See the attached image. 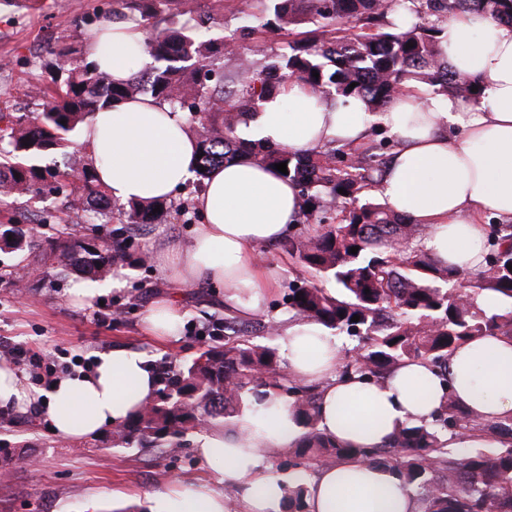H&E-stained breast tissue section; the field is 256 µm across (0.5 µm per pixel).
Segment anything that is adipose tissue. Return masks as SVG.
<instances>
[{
    "label": "adipose tissue",
    "mask_w": 512,
    "mask_h": 512,
    "mask_svg": "<svg viewBox=\"0 0 512 512\" xmlns=\"http://www.w3.org/2000/svg\"><path fill=\"white\" fill-rule=\"evenodd\" d=\"M143 42L136 24L109 22L89 37L88 49L91 60L125 83L143 58ZM440 47L442 63L483 86L479 101L434 98L411 88L374 113L359 101L315 96L291 80L242 116L237 131L247 140L304 151L333 141L358 143L371 123H380L397 141L380 198L426 226L420 246L437 265L475 270L485 262L480 217L512 222V25L463 12L445 23ZM78 142L119 203L159 201L195 178L198 140L185 113L149 95L92 114ZM194 203L203 222L192 237L156 243L147 262L176 286L223 284L224 307L239 317L262 312L278 278L263 251L298 224L297 189L278 171L243 158L213 169ZM277 344L290 376L320 385L318 430L353 450L306 478L309 512H422L391 466L365 461L357 449L385 446L399 428L431 421L449 396L480 419L512 417V338L464 342L446 378L417 360L395 368L381 385L339 377L347 346L321 325L288 321ZM157 388L147 356L125 346L96 353L87 369L49 390L27 387L16 367L0 360V407L35 408L55 435L70 441L122 424L154 399ZM302 433L285 402L271 415L247 411L197 448L221 482L237 488L235 501L208 487L173 489L154 498L152 512H283L287 482L271 473L266 452L295 447Z\"/></svg>",
    "instance_id": "1"
}]
</instances>
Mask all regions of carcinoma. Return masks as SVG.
I'll return each instance as SVG.
<instances>
[{
    "instance_id": "carcinoma-1",
    "label": "carcinoma",
    "mask_w": 512,
    "mask_h": 512,
    "mask_svg": "<svg viewBox=\"0 0 512 512\" xmlns=\"http://www.w3.org/2000/svg\"><path fill=\"white\" fill-rule=\"evenodd\" d=\"M257 0L258 25L224 39L201 40L185 0H125L144 32L150 65L127 83L92 64L86 52L57 53L51 84L37 88L41 107L15 115L0 112V194L30 200L57 192L66 217L83 215L102 224L117 219L124 236L87 240L77 225L47 240L35 225L0 224V252L35 255L43 264L89 279H103L117 266H136L144 255L127 246L133 228L160 223L166 201L120 205L95 179L76 144L79 126L92 113L134 95L149 94L186 113L202 129L197 175L240 158L273 167L287 163L286 178L302 198L304 231L277 249L311 274L288 286L285 305L293 319L323 325L352 344L341 374L379 382L397 365L427 360L445 373L466 339L512 337V224H497L488 241L486 265L477 272L437 266L418 247L426 228L368 198L376 194L391 141L355 150L334 147L306 154L265 147L237 134L242 114L295 79L317 95L361 100L379 112L404 85L426 87L435 97L453 93L478 99L475 79L438 61L441 24L460 12L512 24V0ZM165 15L174 27L158 28ZM286 31L289 40L260 67L247 61L250 79L239 87L224 72V49L245 35ZM411 43L413 47L406 48ZM318 72L319 77L312 76ZM357 83L349 88L351 83ZM20 177H14V173ZM345 189L346 194L339 193ZM160 208L155 213L153 209ZM359 247L357 253L350 248ZM370 293H365V290ZM303 293L305 301L296 300ZM497 293L509 311L489 315L476 303ZM360 316L359 321L351 318ZM182 366H163L157 397L112 429V445L157 449L170 457L212 427L233 423L269 388L291 405L304 432L294 448H275L276 469L307 472L350 454L395 469L422 503V512H512V418L482 421L449 397L434 420L405 426L383 448H342L317 431L319 386L286 372L275 346L256 345L250 331L224 319V337H214ZM480 432L502 447L450 448L448 435ZM285 512H307L305 486L288 491Z\"/></svg>"
}]
</instances>
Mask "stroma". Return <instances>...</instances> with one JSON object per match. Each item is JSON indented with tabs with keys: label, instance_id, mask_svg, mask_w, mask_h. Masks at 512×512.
Masks as SVG:
<instances>
[{
	"label": "stroma",
	"instance_id": "obj_1",
	"mask_svg": "<svg viewBox=\"0 0 512 512\" xmlns=\"http://www.w3.org/2000/svg\"><path fill=\"white\" fill-rule=\"evenodd\" d=\"M188 10L201 20L200 36L209 39L242 27L250 0H188ZM100 10L124 17L120 0H41L29 8L23 0H0V109L35 110L34 86L49 82L47 67L65 46L85 47L90 34L82 19ZM195 184L171 197L172 211L160 224L138 235L136 251L162 240L188 239L201 221L196 208L177 211L193 199ZM266 260L278 265V281L265 310L283 317L289 283L303 279L300 267L280 250L269 248ZM120 284L102 303L80 307L71 300L76 276L58 275L37 259L0 256V358L20 345L53 356L55 363L86 362L98 351L121 345L144 352L152 365L192 360L204 349V332L224 319L220 287L174 288L153 266L114 269ZM163 295L173 296L184 316L177 339L160 343L149 336L145 315ZM0 447L14 459L5 487H0V512H145L156 494L173 483L190 487L215 481L214 470L195 448L173 460L159 453L112 446L109 434L81 441L55 435L48 419L33 410L0 408Z\"/></svg>",
	"mask_w": 512,
	"mask_h": 512
}]
</instances>
